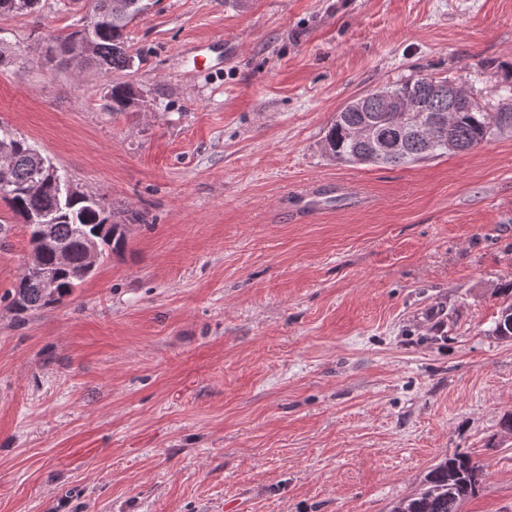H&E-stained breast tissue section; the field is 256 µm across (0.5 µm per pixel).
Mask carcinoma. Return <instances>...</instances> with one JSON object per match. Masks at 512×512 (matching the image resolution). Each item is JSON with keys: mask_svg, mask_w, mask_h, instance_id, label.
Wrapping results in <instances>:
<instances>
[{"mask_svg": "<svg viewBox=\"0 0 512 512\" xmlns=\"http://www.w3.org/2000/svg\"><path fill=\"white\" fill-rule=\"evenodd\" d=\"M120 8L113 0H88L89 19L94 21L84 62L107 72L131 65L128 54L127 27L144 9V0H127ZM444 79L429 74L391 86L379 87L348 103L328 127L325 145L329 154L353 164L405 166L454 151H468L480 146L493 128L512 124V112H489L471 97L448 111V94L437 86ZM409 94L423 111L432 129L417 135L406 128L394 113L386 111L380 93ZM139 93L128 83H115L109 92V109L127 112L138 104ZM13 141V153L7 164L8 183H0V199L17 216L37 218L30 224V248L40 264L24 268L11 291L12 305L27 312L63 302L87 279L82 274L86 247L93 242L100 256L107 257L124 242L123 225L112 221V207L98 204L85 194L64 200L49 176H41L45 157L29 141L0 126V141ZM39 181L32 191L28 184ZM50 272L54 288H44L41 273ZM501 299L499 316L492 333L506 328L512 334V283L497 290ZM481 469L467 454L446 457L428 473L423 488L400 500L391 512H460L462 503L476 495Z\"/></svg>", "mask_w": 512, "mask_h": 512, "instance_id": "obj_1", "label": "carcinoma"}]
</instances>
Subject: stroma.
<instances>
[{
    "instance_id": "stroma-1",
    "label": "stroma",
    "mask_w": 512,
    "mask_h": 512,
    "mask_svg": "<svg viewBox=\"0 0 512 512\" xmlns=\"http://www.w3.org/2000/svg\"><path fill=\"white\" fill-rule=\"evenodd\" d=\"M86 17L0 15V126L125 234L20 315L30 230L0 202V512H389L463 452L461 512H512V128L400 167L324 141L425 73L512 104V0H150L112 72L46 52ZM139 101L138 91L128 83H115L109 92V109L112 112H128ZM497 295L501 299V306L499 316L495 320L491 331L496 336H501L499 333L503 326L510 333L509 336H512V283L506 285L505 288H499ZM509 321H511V329L509 328Z\"/></svg>"
}]
</instances>
